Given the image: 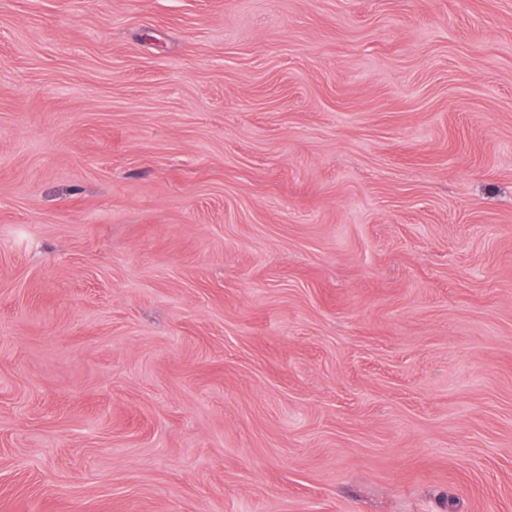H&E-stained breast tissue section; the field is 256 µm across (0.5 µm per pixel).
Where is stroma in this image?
Here are the masks:
<instances>
[{"label": "stroma", "mask_w": 512, "mask_h": 512, "mask_svg": "<svg viewBox=\"0 0 512 512\" xmlns=\"http://www.w3.org/2000/svg\"><path fill=\"white\" fill-rule=\"evenodd\" d=\"M0 512H512V0H0Z\"/></svg>", "instance_id": "obj_1"}]
</instances>
